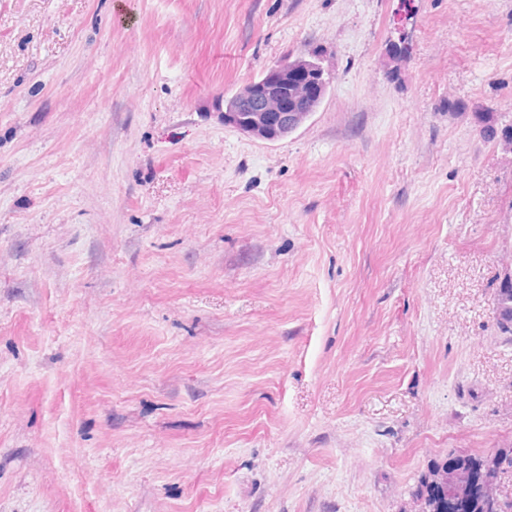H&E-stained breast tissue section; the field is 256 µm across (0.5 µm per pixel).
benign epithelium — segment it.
<instances>
[{"label": "benign epithelium", "mask_w": 512, "mask_h": 512, "mask_svg": "<svg viewBox=\"0 0 512 512\" xmlns=\"http://www.w3.org/2000/svg\"><path fill=\"white\" fill-rule=\"evenodd\" d=\"M313 72L315 68L300 61L281 60L271 66L258 82L248 84L242 91L236 110L224 113V123L254 139L274 142L285 138L288 132L305 122L307 111L321 97L316 92L317 82L304 81L288 86L289 68ZM246 112L241 118L238 113ZM470 473L462 468L448 475V492L462 496L469 490ZM504 483L489 476L482 485L485 498L496 505L504 498Z\"/></svg>", "instance_id": "7a95c632"}]
</instances>
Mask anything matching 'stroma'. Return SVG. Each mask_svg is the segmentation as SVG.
Instances as JSON below:
<instances>
[{"label":"stroma","mask_w":512,"mask_h":512,"mask_svg":"<svg viewBox=\"0 0 512 512\" xmlns=\"http://www.w3.org/2000/svg\"><path fill=\"white\" fill-rule=\"evenodd\" d=\"M0 0V512H408L512 444V0ZM330 84L276 142L272 64ZM290 67L303 68L305 73L315 71V68L300 61L277 62L266 70L260 81L252 82L244 88L236 109L233 112H224L225 124L233 126L249 137L269 142L281 140L289 131L300 127L305 122L307 111L321 97L322 87L316 95L319 79L318 82L313 80L309 83L306 80L288 87ZM315 73L322 74L327 92L330 82L325 77L323 68ZM237 112L244 118L239 117ZM245 112L248 113L247 117ZM495 324L504 336L512 335V278H504L494 298Z\"/></svg>","instance_id":"1"}]
</instances>
